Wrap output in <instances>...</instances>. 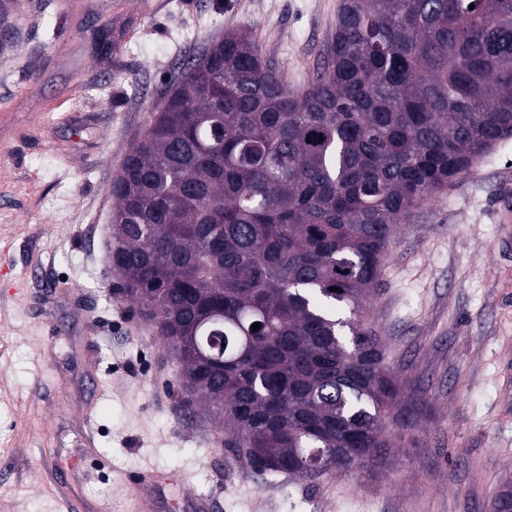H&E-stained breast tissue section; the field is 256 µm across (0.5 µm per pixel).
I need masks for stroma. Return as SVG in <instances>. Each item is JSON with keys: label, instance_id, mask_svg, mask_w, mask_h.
<instances>
[{"label": "stroma", "instance_id": "35a3bbf8", "mask_svg": "<svg viewBox=\"0 0 512 512\" xmlns=\"http://www.w3.org/2000/svg\"><path fill=\"white\" fill-rule=\"evenodd\" d=\"M0 25V512H487L512 484V139L397 225L367 306L413 407L373 465L250 477L115 294L108 186L178 65L250 31L292 90L340 0H5ZM31 89H24V81Z\"/></svg>", "mask_w": 512, "mask_h": 512}]
</instances>
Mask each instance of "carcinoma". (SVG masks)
<instances>
[{"label":"carcinoma","instance_id":"1","mask_svg":"<svg viewBox=\"0 0 512 512\" xmlns=\"http://www.w3.org/2000/svg\"><path fill=\"white\" fill-rule=\"evenodd\" d=\"M511 138L512 0H341L300 93L246 32L179 67L110 186L112 271L255 476L390 447L369 288L395 225Z\"/></svg>","mask_w":512,"mask_h":512}]
</instances>
